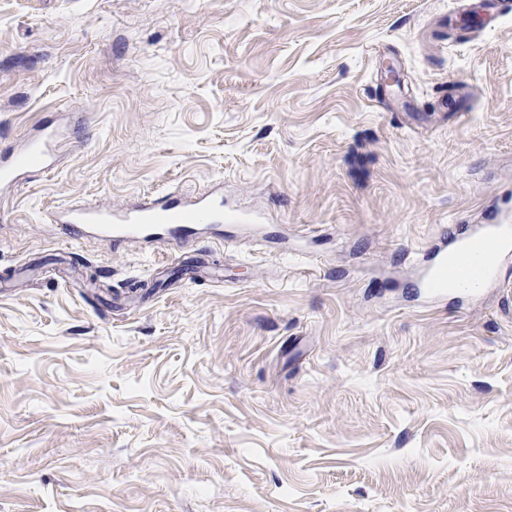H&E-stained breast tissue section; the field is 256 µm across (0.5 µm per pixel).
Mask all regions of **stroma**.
Returning a JSON list of instances; mask_svg holds the SVG:
<instances>
[{"label": "stroma", "mask_w": 512, "mask_h": 512, "mask_svg": "<svg viewBox=\"0 0 512 512\" xmlns=\"http://www.w3.org/2000/svg\"><path fill=\"white\" fill-rule=\"evenodd\" d=\"M480 0H0V512H512L504 290L420 253L512 216V12ZM173 192L181 248L51 213ZM58 133L45 127L38 136L29 138L7 166L0 168L1 188L17 185L19 176L27 170H41L47 167Z\"/></svg>", "instance_id": "1"}]
</instances>
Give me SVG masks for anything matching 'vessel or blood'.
I'll list each match as a JSON object with an SVG mask.
<instances>
[{
	"label": "vessel or blood",
	"mask_w": 512,
	"mask_h": 512,
	"mask_svg": "<svg viewBox=\"0 0 512 512\" xmlns=\"http://www.w3.org/2000/svg\"><path fill=\"white\" fill-rule=\"evenodd\" d=\"M57 137L55 130L46 127L29 138L12 162L0 168V185H15L22 173L45 168ZM227 218L241 224L253 221L248 213L225 209L220 198L193 203L161 198L113 211L73 206L53 215L52 221L67 233H94L111 238L116 244L162 236L176 246L190 227L219 224ZM504 237H512V224L507 222L456 225L451 233V254L438 256L435 265L424 271L423 287L434 294L447 285L470 293L478 291L495 277L502 257L499 242Z\"/></svg>",
	"instance_id": "obj_1"
}]
</instances>
